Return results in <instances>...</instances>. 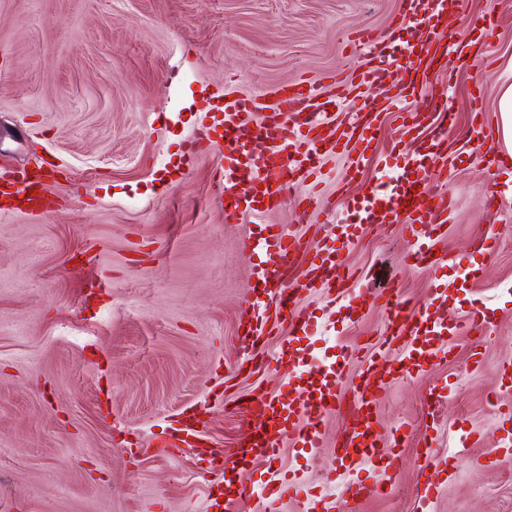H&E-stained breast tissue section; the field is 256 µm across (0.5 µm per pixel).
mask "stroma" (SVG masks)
I'll return each mask as SVG.
<instances>
[{
    "label": "stroma",
    "instance_id": "obj_1",
    "mask_svg": "<svg viewBox=\"0 0 512 512\" xmlns=\"http://www.w3.org/2000/svg\"><path fill=\"white\" fill-rule=\"evenodd\" d=\"M401 0H0V173L51 163L50 210L0 213V498L13 512H205L224 472L192 453L133 457L126 442H160L174 416L195 405L214 452L247 431L236 401L274 392L272 369L220 382L234 363L237 328L255 257L239 238L267 224H292L307 245L321 243L322 211L297 200L242 224H228L208 197L218 178L206 155L189 158L186 140L201 127L204 99L225 88L273 89L304 75L323 80L351 72L346 33L383 32L400 19ZM499 20L489 62L436 64L434 92H446L453 116L448 153L432 175L454 199L443 230L458 250L479 234L498 241L494 254H471L480 274L448 307L456 326L473 308L487 333L451 339L447 361L399 379L376 405L378 432L398 448L399 472L364 465L370 479L390 478L383 497L358 512H512V453L496 467L476 463L484 436L506 435L493 396L512 403V167L482 146L494 135L498 88L512 81V0H464L448 18L451 38L470 36L476 20ZM482 91L481 111L472 92ZM412 96L389 107L373 155L356 181L344 159L327 157L317 197L342 210L380 169L399 138ZM400 225L371 229L343 253L357 272L397 281L404 297L425 302L433 281L456 279L457 265L431 271L411 264ZM101 285L85 301L86 282ZM324 333L325 363L355 341H378L377 308L333 306L306 298ZM442 396L444 418L428 404ZM325 454L286 447L273 461H252L237 477L262 485L274 470L294 471L312 486L331 469ZM439 472L442 487L419 507L418 472Z\"/></svg>",
    "mask_w": 512,
    "mask_h": 512
}]
</instances>
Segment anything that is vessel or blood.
I'll return each mask as SVG.
<instances>
[{"mask_svg": "<svg viewBox=\"0 0 512 512\" xmlns=\"http://www.w3.org/2000/svg\"><path fill=\"white\" fill-rule=\"evenodd\" d=\"M456 3L404 0L399 26L379 35L364 28L348 37V47L364 60L354 81L336 75L325 85L302 76L266 93H228L209 103L212 124L200 128L186 151L192 156L205 151L212 143L211 127L223 128L224 150L211 202L223 212L225 223L240 224L246 217L287 207L296 185L316 176L327 156L344 158L348 163L344 177L354 180L374 140L376 118L358 110L342 128L334 123L333 113L363 97L421 90L433 66L435 44H444L446 52L464 60L474 54L488 57L486 41L495 29L489 15L477 25L484 40L477 52L468 51L463 41L443 43L439 27ZM430 104L431 111L413 112L402 124L400 142L411 167L403 171L401 181L377 182L352 197L337 224L325 226L324 244L315 253H307L302 236L283 224L265 225L260 237L248 235L241 241L244 251L260 252L261 259L252 268L253 314L239 333L235 367L240 370L255 361L273 323L282 321L288 325V336L275 362L288 380L279 393L245 395V413L253 428L225 454L224 463L234 467L254 457L273 460L287 446L328 453L337 458L338 467L322 477V512H333L340 500L358 507L372 490L382 496L390 492V485H368L357 473L361 461L378 455L389 468L400 467L399 454L382 448L372 407L380 393L400 378L446 358L445 338L450 333L449 284H435L428 302L416 305L404 300L396 287L379 288L373 279L354 276L343 264L342 251L353 249L370 228L401 224L414 240L410 257L416 266L429 269L452 256L465 280L476 277L465 257L454 255L440 233L451 205L442 193L432 191L428 176L434 161L447 156L451 124L439 99H431ZM0 200L33 214L48 210L52 203L39 174L1 184ZM322 291L332 293L334 302L346 309L365 304L383 310L388 318L384 343L399 346V356L374 355L359 344L330 369H323L307 343L319 326L303 304ZM353 360L361 365L356 377L346 371ZM330 410L339 419L332 437L324 423ZM197 423V412H183L174 429L175 450L197 448L203 437ZM310 495L306 479L279 472L267 481L263 495L240 483L225 500L209 497L206 512H248L259 497L266 501L287 497L299 503Z\"/></svg>", "mask_w": 512, "mask_h": 512, "instance_id": "obj_1", "label": "vessel or blood"}]
</instances>
